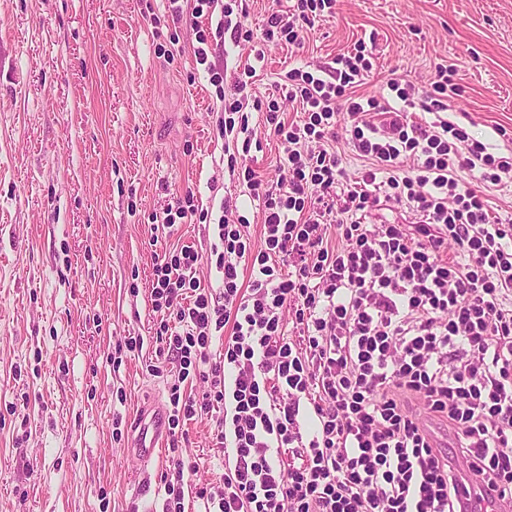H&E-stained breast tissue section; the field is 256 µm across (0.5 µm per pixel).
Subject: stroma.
<instances>
[{"label":"stroma","mask_w":512,"mask_h":512,"mask_svg":"<svg viewBox=\"0 0 512 512\" xmlns=\"http://www.w3.org/2000/svg\"><path fill=\"white\" fill-rule=\"evenodd\" d=\"M216 26L173 21L166 0H0V512L162 508L167 451L149 467L127 452L138 408L168 403L174 381L149 369L152 268L214 237L196 218L158 235L150 216L190 189L214 223L232 194L252 241L262 230L218 162L224 109L193 54ZM358 41L373 58L358 93L394 71L425 92L438 65L457 68L447 119L512 154V0H336L302 50L268 46L258 98ZM185 430L198 512L195 485L222 483L224 465L212 419Z\"/></svg>","instance_id":"1"}]
</instances>
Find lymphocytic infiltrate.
Returning <instances> with one entry per match:
<instances>
[{"label":"lymphocytic infiltrate","mask_w":512,"mask_h":512,"mask_svg":"<svg viewBox=\"0 0 512 512\" xmlns=\"http://www.w3.org/2000/svg\"><path fill=\"white\" fill-rule=\"evenodd\" d=\"M334 4L275 0L257 44L245 8L169 0L173 18L193 23L220 10L217 35L253 55L228 86L207 48L194 50L210 84L230 91L219 136L250 147L254 110L283 152L274 187L242 173L260 244L236 198L221 204L210 246L220 286L198 277L203 256L191 244L153 267L156 334L178 369L168 449L177 455L187 422L217 413L224 482L197 488L203 512H479L481 483L512 501V223L483 192L512 183V157L444 119L459 87L443 66L425 96L395 77V99L364 97L356 89L373 64L358 49L282 75L299 120L255 99L267 44L303 48L305 25ZM416 107L434 121L413 120ZM342 113L365 163L349 181L335 146ZM381 205L417 220L366 223ZM331 228L340 246L329 247ZM197 376L206 390L181 394Z\"/></svg>","instance_id":"obj_1"}]
</instances>
